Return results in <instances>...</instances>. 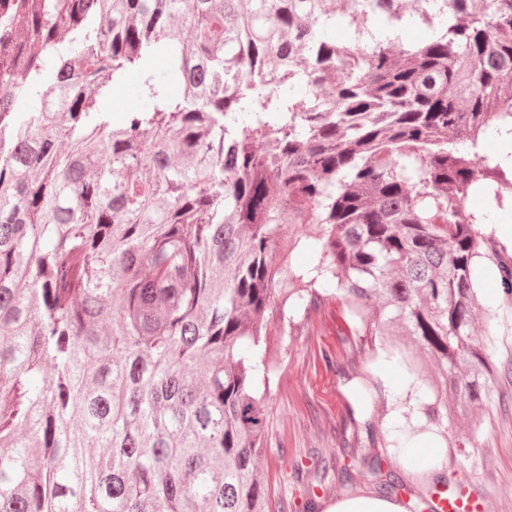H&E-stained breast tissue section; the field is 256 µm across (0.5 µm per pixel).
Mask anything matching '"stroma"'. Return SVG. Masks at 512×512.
I'll return each instance as SVG.
<instances>
[{
  "label": "stroma",
  "mask_w": 512,
  "mask_h": 512,
  "mask_svg": "<svg viewBox=\"0 0 512 512\" xmlns=\"http://www.w3.org/2000/svg\"><path fill=\"white\" fill-rule=\"evenodd\" d=\"M499 283L493 272L478 281V294L493 297V315L483 318V341L492 344L496 369L480 400V420L473 443L464 448L426 431L422 438L445 450L444 474L452 487L479 496L482 512H512V305L498 301ZM342 305L327 299L319 309L296 315L283 325L278 369L269 383V434L260 465L286 504L285 512H325L327 505L345 499L335 475L324 491L309 497L304 471L325 458L346 464V445L359 454L370 451L362 430L370 410L354 398L357 387L350 373L329 368L323 350L341 351L336 326Z\"/></svg>",
  "instance_id": "35a3bbf8"
}]
</instances>
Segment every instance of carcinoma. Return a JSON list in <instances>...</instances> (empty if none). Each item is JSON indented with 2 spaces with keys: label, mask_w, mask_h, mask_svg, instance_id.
I'll return each instance as SVG.
<instances>
[{
  "label": "carcinoma",
  "mask_w": 512,
  "mask_h": 512,
  "mask_svg": "<svg viewBox=\"0 0 512 512\" xmlns=\"http://www.w3.org/2000/svg\"><path fill=\"white\" fill-rule=\"evenodd\" d=\"M341 22L332 0H0V512H283L259 386L275 320L334 289L337 334L395 339L430 422L473 417L477 259L512 301L477 225L512 170L470 133H512V0H352ZM394 23L428 29L398 59ZM364 428L382 451L338 486L435 512L448 483L382 468L402 443ZM135 79L131 77L126 85L113 92L107 103V109L112 112L114 120L121 118L123 113L136 104L134 93Z\"/></svg>",
  "instance_id": "carcinoma-1"
}]
</instances>
